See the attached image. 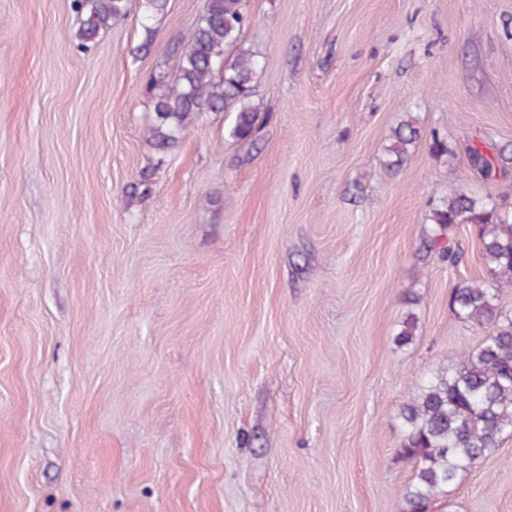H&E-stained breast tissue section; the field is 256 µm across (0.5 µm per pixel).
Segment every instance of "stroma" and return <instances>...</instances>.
<instances>
[{
  "label": "stroma",
  "mask_w": 512,
  "mask_h": 512,
  "mask_svg": "<svg viewBox=\"0 0 512 512\" xmlns=\"http://www.w3.org/2000/svg\"><path fill=\"white\" fill-rule=\"evenodd\" d=\"M141 3L85 52L71 0H0V512H399L398 408L488 333L448 303L468 226L418 248L512 187V0H247L257 143L205 112L162 159L149 77L205 0ZM437 512H512V436ZM420 139V130L412 120H403L391 129L390 145L385 149L387 159L383 161L389 171H397L407 160L411 149ZM418 301V297L415 293L408 292L404 297V303L407 309L399 323V332L396 335V340L400 344L409 343L418 328V317L413 309V306L416 305Z\"/></svg>",
  "instance_id": "1"
}]
</instances>
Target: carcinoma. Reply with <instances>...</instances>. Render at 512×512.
Returning <instances> with one entry per match:
<instances>
[{
  "instance_id": "obj_1",
  "label": "carcinoma",
  "mask_w": 512,
  "mask_h": 512,
  "mask_svg": "<svg viewBox=\"0 0 512 512\" xmlns=\"http://www.w3.org/2000/svg\"><path fill=\"white\" fill-rule=\"evenodd\" d=\"M72 2L82 17V50L128 14L129 0ZM248 23L245 0H206L197 24L176 43L174 79L161 71L151 75L150 85L157 93L147 133L156 152L175 148L203 112L232 113L230 136L256 142L261 112L254 77L261 55L242 44ZM419 139L414 121L399 122L391 129L384 166L392 172L402 167ZM471 160L487 177L495 169L477 147L471 150ZM428 221L420 248L423 260L453 267L462 262L463 250L450 235L458 224L468 225L477 238L484 274L454 288L449 304L456 317L490 327L492 333L453 368L433 371L399 407L402 440L396 457L414 469L411 482L400 492V512H431L447 500L450 489L477 460L494 454L512 434V312L500 296V284L512 282V212L458 187L431 207ZM404 303L407 309L396 337L400 344L409 343L418 328L413 309L418 297L409 292Z\"/></svg>"
}]
</instances>
